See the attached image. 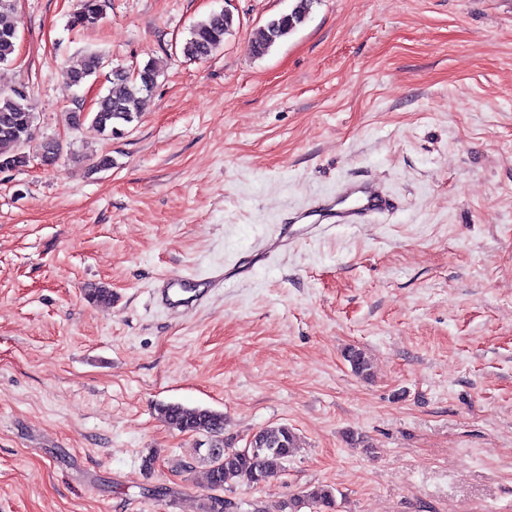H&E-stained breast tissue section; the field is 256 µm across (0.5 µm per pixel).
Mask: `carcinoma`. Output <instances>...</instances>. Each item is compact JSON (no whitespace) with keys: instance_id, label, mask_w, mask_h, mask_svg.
Here are the masks:
<instances>
[{"instance_id":"1","label":"carcinoma","mask_w":512,"mask_h":512,"mask_svg":"<svg viewBox=\"0 0 512 512\" xmlns=\"http://www.w3.org/2000/svg\"><path fill=\"white\" fill-rule=\"evenodd\" d=\"M315 0H294L290 12L281 14L266 24L257 40L251 45L256 56L265 55L281 39L295 31L309 16ZM102 18L99 0H78V7L70 15L72 29H88L96 26ZM234 26V17L222 13H211L197 21L182 44L181 51L189 60H204L211 57L224 45V37ZM18 34L12 24L0 21V64L13 59L17 48ZM104 57L96 52L86 54L80 63L67 70L72 85L84 83L97 75ZM159 73L150 63L133 73L124 67L112 69V78L107 92L94 102L91 120L107 137L120 133L121 128L137 121L145 94L157 83ZM35 115L25 103L20 92L10 95L0 93V164L11 169L27 163L24 147L35 138ZM87 300L102 307L114 302L112 290L103 284L85 290ZM352 371L364 378L371 376V364L364 351L352 348L346 353ZM159 418L169 426L187 433H206L218 436L224 432V415L201 407H187L180 403H160L156 407ZM297 449V437L286 424L261 429L252 435V448L241 453L233 448L220 459H206L207 469L203 483L211 491L204 498L201 512H224V487L233 482H250L266 485L280 479L288 458ZM306 499L317 508V512H336L337 499L334 489L327 485H314L301 490L285 504L288 512H296L300 499Z\"/></svg>"}]
</instances>
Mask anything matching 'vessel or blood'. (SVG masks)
<instances>
[{"mask_svg": "<svg viewBox=\"0 0 512 512\" xmlns=\"http://www.w3.org/2000/svg\"><path fill=\"white\" fill-rule=\"evenodd\" d=\"M396 209L394 200L384 187L369 180H349L324 204H318L296 216L298 226L290 230L289 239L314 234L322 224H367L375 219L392 214ZM201 281L186 276L168 279L158 292L161 303L178 312L201 299Z\"/></svg>", "mask_w": 512, "mask_h": 512, "instance_id": "vessel-or-blood-1", "label": "vessel or blood"}]
</instances>
